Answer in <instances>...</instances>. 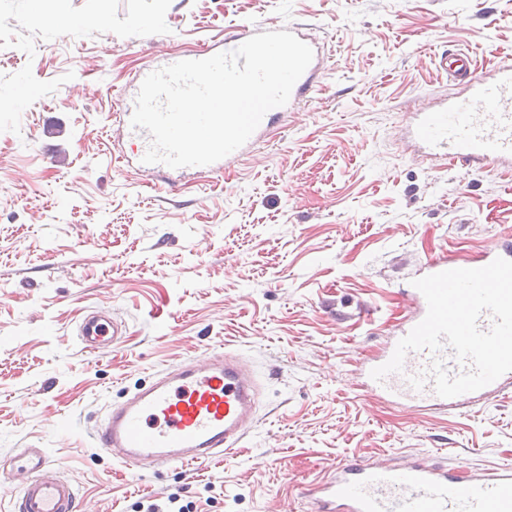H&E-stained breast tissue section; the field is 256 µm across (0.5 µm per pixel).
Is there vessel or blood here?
Returning <instances> with one entry per match:
<instances>
[{
	"instance_id": "b4317fda",
	"label": "vessel or blood",
	"mask_w": 512,
	"mask_h": 512,
	"mask_svg": "<svg viewBox=\"0 0 512 512\" xmlns=\"http://www.w3.org/2000/svg\"><path fill=\"white\" fill-rule=\"evenodd\" d=\"M439 65L463 81L466 91L406 113L400 129L404 144L421 160L486 170L512 168V64L487 76L476 75L466 54L445 51ZM319 70V59H312L287 105L268 111L245 145L227 160L206 165V172L222 171L226 162L247 155L287 109L306 101ZM498 257L512 260V249L492 247L474 261L439 256L428 261L422 273L481 268ZM407 296L410 307L391 342L359 369L363 387L386 402L417 411L485 404L512 388L511 371L480 390L453 398L436 395L429 378L421 389H414L410 376L427 371L433 360L426 350L409 353L402 372L374 380L372 370L390 360L397 340L427 313L418 289H409ZM122 336L120 323L95 310L79 326L80 341L92 352L116 350ZM260 394L258 379L235 355L215 353L206 361L156 374L151 384L113 405L95 433V444L129 469L202 466L233 455L254 424ZM0 473L24 477L12 512H75L79 492L58 475L47 449H19L0 462ZM307 495L312 512H512V467L471 470L461 476L455 469L417 460L393 464L383 459H345L337 462L329 480L308 489Z\"/></svg>"
}]
</instances>
